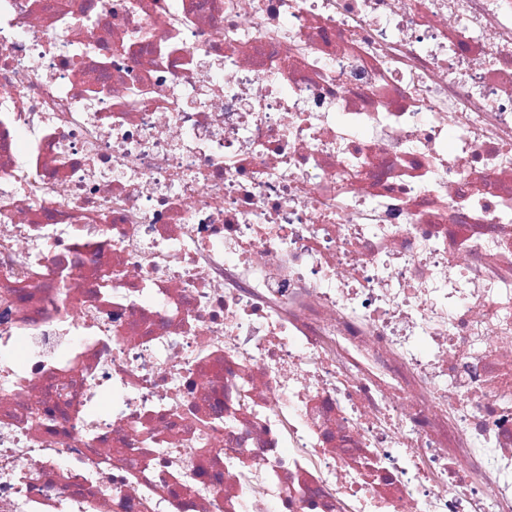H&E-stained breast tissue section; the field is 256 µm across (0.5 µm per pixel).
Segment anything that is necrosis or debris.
Returning a JSON list of instances; mask_svg holds the SVG:
<instances>
[{
    "instance_id": "obj_1",
    "label": "necrosis or debris",
    "mask_w": 512,
    "mask_h": 512,
    "mask_svg": "<svg viewBox=\"0 0 512 512\" xmlns=\"http://www.w3.org/2000/svg\"><path fill=\"white\" fill-rule=\"evenodd\" d=\"M0 512H512V0H0Z\"/></svg>"
}]
</instances>
